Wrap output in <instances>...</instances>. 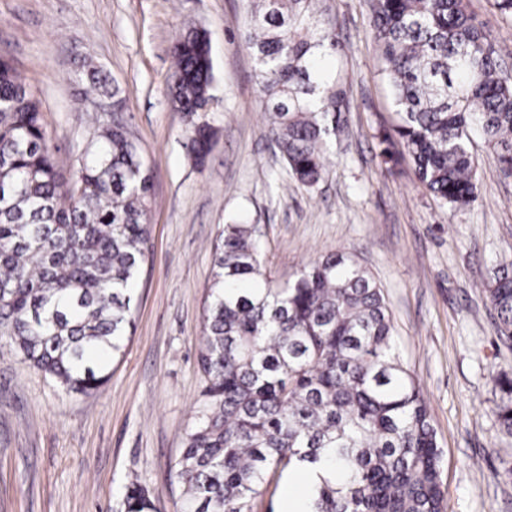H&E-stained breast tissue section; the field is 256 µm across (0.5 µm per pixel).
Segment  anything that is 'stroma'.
<instances>
[{
	"label": "stroma",
	"instance_id": "stroma-1",
	"mask_svg": "<svg viewBox=\"0 0 512 512\" xmlns=\"http://www.w3.org/2000/svg\"><path fill=\"white\" fill-rule=\"evenodd\" d=\"M467 7L512 73V19L489 0ZM249 10V0H0V56L41 99L64 171L77 169L92 119L115 118L152 176L133 330L108 381L90 395L69 392L0 346V512H120L134 477L155 512H178L170 470L203 386L213 245L224 225L241 221L257 226L276 283L337 252L368 270L444 451L446 512H512V435L497 418L512 341L500 338L486 292L495 268L512 267V177L474 138L476 200L454 210L409 159L381 166L378 134L397 114L372 0H320L339 40L327 64L344 79V130L317 185L290 180L265 133L244 38ZM194 26L207 32L213 62L208 109L189 118L216 130L200 162L185 147L189 119L169 94L171 48ZM92 66L116 88L119 112L98 107Z\"/></svg>",
	"mask_w": 512,
	"mask_h": 512
}]
</instances>
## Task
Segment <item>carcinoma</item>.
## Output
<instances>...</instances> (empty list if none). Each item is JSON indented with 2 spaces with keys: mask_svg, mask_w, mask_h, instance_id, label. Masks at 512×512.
Wrapping results in <instances>:
<instances>
[{
  "mask_svg": "<svg viewBox=\"0 0 512 512\" xmlns=\"http://www.w3.org/2000/svg\"><path fill=\"white\" fill-rule=\"evenodd\" d=\"M245 41L258 66L266 133L288 172L312 187L343 129L344 90L321 65L338 46L318 0H251ZM373 36L418 179L452 208L476 199L471 134L512 176V79L466 0H373ZM176 111L210 93L199 32L171 50ZM211 126L185 128L202 160ZM150 175L117 120L97 126L67 178L41 102L0 58V339L65 390L89 394L132 326L131 289L145 261ZM199 369L205 386L173 470L181 512H253L270 471L333 463L310 512H444L442 449L428 405L397 351L382 289L350 256L313 262L275 285L250 224H226L213 252ZM512 340V270L487 288ZM512 433V382L501 384ZM124 512H153L127 484Z\"/></svg>",
  "mask_w": 512,
  "mask_h": 512,
  "instance_id": "carcinoma-1",
  "label": "carcinoma"
}]
</instances>
